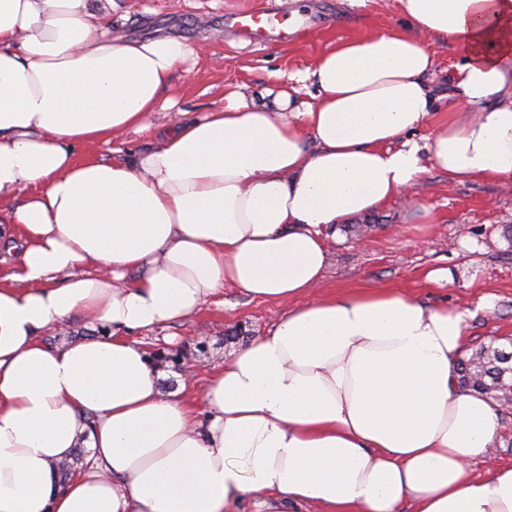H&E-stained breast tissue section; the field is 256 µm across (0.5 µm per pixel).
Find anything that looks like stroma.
Segmentation results:
<instances>
[{
    "mask_svg": "<svg viewBox=\"0 0 512 512\" xmlns=\"http://www.w3.org/2000/svg\"><path fill=\"white\" fill-rule=\"evenodd\" d=\"M314 26L297 31L288 42L254 43L240 39L229 26L241 11H280L278 0H112L104 19L129 38L168 35L202 44L196 63L180 66L167 92L174 102L144 132L128 135L117 146L100 145L96 157L111 149L142 154L157 145L165 125L188 120L223 107L224 97L239 88L257 94L276 85L279 74L302 70L335 44L371 33L399 30L407 24L396 0H297ZM437 109L417 130L427 137L448 120L455 89L451 70L459 59L456 48L433 43ZM363 225L361 237L339 232L328 237L329 266L313 297L382 287L410 294L430 306H448L467 314L470 348L495 343L512 351V184L475 181L458 184L436 171L426 172L409 202H388L354 216ZM451 274L448 283L431 284L434 269ZM284 306L256 300L225 287L196 316L137 334L148 350L177 355L194 376L161 371V390L197 396L210 374L231 351L272 329ZM206 350H199V343Z\"/></svg>",
    "mask_w": 512,
    "mask_h": 512,
    "instance_id": "obj_1",
    "label": "stroma"
}]
</instances>
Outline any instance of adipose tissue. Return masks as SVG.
Returning a JSON list of instances; mask_svg holds the SVG:
<instances>
[{"label": "adipose tissue", "instance_id": "ef3b65f1", "mask_svg": "<svg viewBox=\"0 0 512 512\" xmlns=\"http://www.w3.org/2000/svg\"><path fill=\"white\" fill-rule=\"evenodd\" d=\"M397 3L406 28L233 91L144 155L81 161L151 128L199 47L113 34L91 0H0V242L20 253L0 283V512H512L500 404L458 384L465 313L380 288L303 299L327 235L427 170L512 180V0ZM433 37L460 49L458 99L422 146ZM228 284L291 307L200 406L163 394L136 334ZM75 315L100 334L43 340Z\"/></svg>", "mask_w": 512, "mask_h": 512}]
</instances>
